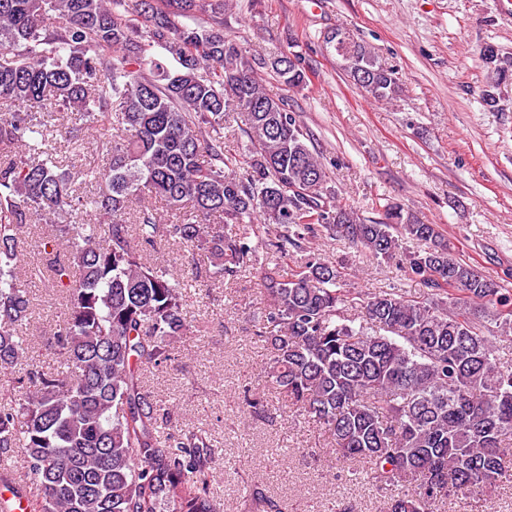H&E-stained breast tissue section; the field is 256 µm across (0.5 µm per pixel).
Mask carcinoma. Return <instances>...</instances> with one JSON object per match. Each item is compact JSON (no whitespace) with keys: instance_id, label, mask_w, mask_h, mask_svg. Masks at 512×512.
I'll return each mask as SVG.
<instances>
[{"instance_id":"carcinoma-1","label":"carcinoma","mask_w":512,"mask_h":512,"mask_svg":"<svg viewBox=\"0 0 512 512\" xmlns=\"http://www.w3.org/2000/svg\"><path fill=\"white\" fill-rule=\"evenodd\" d=\"M217 14L208 26L194 12ZM64 19L52 29L54 15ZM366 97L390 102L399 78L354 34L329 42ZM0 369L19 373L0 393V480L23 456L42 512H224L214 497L215 449L182 433L144 376L174 358L189 331V280L143 252L174 238L219 277L257 264L266 304L255 339L268 346L274 398L318 423L338 458L404 491L388 512H439L447 492L482 490L512 470V290L456 256L438 225L389 199L372 220L339 199L307 144L299 115L267 95L260 62L224 33V0H0ZM490 108L512 57L486 59ZM290 90L307 75L283 53ZM81 111L107 166H74L45 130ZM244 125L242 150H224L227 119ZM107 185L105 192L87 187ZM156 198L180 214L161 222ZM49 224L65 319L52 336L57 368L28 357L30 291L18 245ZM322 227L376 259L400 257L420 296H355L346 273L302 251ZM405 239L424 247L407 251Z\"/></svg>"}]
</instances>
